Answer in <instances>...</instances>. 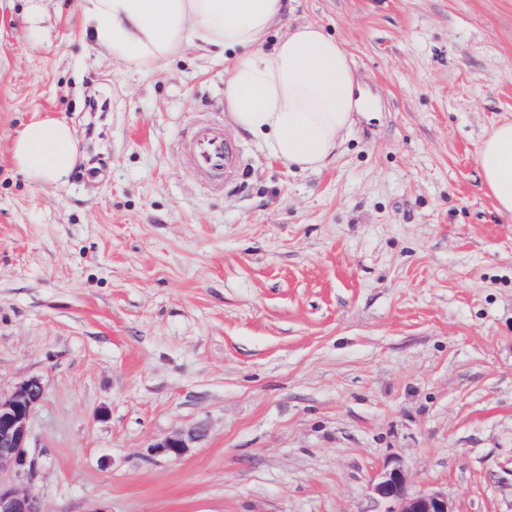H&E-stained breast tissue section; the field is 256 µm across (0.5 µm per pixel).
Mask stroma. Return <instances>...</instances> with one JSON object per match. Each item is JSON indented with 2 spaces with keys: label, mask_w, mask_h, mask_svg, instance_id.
Wrapping results in <instances>:
<instances>
[{
  "label": "stroma",
  "mask_w": 512,
  "mask_h": 512,
  "mask_svg": "<svg viewBox=\"0 0 512 512\" xmlns=\"http://www.w3.org/2000/svg\"><path fill=\"white\" fill-rule=\"evenodd\" d=\"M306 21L376 102L317 172L229 125L223 57L141 70L78 0H0V391L45 386L44 512H387L397 465L512 512V218L477 166L512 118V0H290L274 33ZM203 116L247 161L217 193L182 157ZM38 118L75 133L58 184L12 158ZM200 437L201 433L197 429L184 430L161 439L155 443L154 448H156L159 454L179 458L186 452L187 448H191V444L198 441Z\"/></svg>",
  "instance_id": "35a3bbf8"
}]
</instances>
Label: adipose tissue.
Masks as SVG:
<instances>
[{"label": "adipose tissue", "mask_w": 512, "mask_h": 512, "mask_svg": "<svg viewBox=\"0 0 512 512\" xmlns=\"http://www.w3.org/2000/svg\"><path fill=\"white\" fill-rule=\"evenodd\" d=\"M286 0H79L94 43L152 69L187 44L224 54V103L233 128L290 168L316 171L336 158L358 115L375 102L342 44L307 22L275 44L267 36ZM69 124L36 119L18 132L12 157L28 178L55 184L76 160ZM481 184L496 212L512 217V119L494 125L477 152Z\"/></svg>", "instance_id": "obj_1"}]
</instances>
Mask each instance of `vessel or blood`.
I'll use <instances>...</instances> for the list:
<instances>
[{
	"mask_svg": "<svg viewBox=\"0 0 512 512\" xmlns=\"http://www.w3.org/2000/svg\"><path fill=\"white\" fill-rule=\"evenodd\" d=\"M187 158L194 172L213 184H233L243 166L238 150L226 141L222 128L209 123L194 129Z\"/></svg>",
	"mask_w": 512,
	"mask_h": 512,
	"instance_id": "b4317fda",
	"label": "vessel or blood"
}]
</instances>
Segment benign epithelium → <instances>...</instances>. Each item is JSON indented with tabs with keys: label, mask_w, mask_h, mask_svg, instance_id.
I'll use <instances>...</instances> for the list:
<instances>
[{
	"label": "benign epithelium",
	"mask_w": 512,
	"mask_h": 512,
	"mask_svg": "<svg viewBox=\"0 0 512 512\" xmlns=\"http://www.w3.org/2000/svg\"><path fill=\"white\" fill-rule=\"evenodd\" d=\"M40 378L32 377L7 394L0 393V512H42L41 502L30 488L36 463L30 456L29 422L44 397ZM201 433L189 429L169 435L154 444L157 453L179 458L198 441ZM372 491L391 504L387 512H452L448 498L437 492L412 494L408 491L403 470L394 467L373 484Z\"/></svg>",
	"instance_id": "7a95c632"
}]
</instances>
